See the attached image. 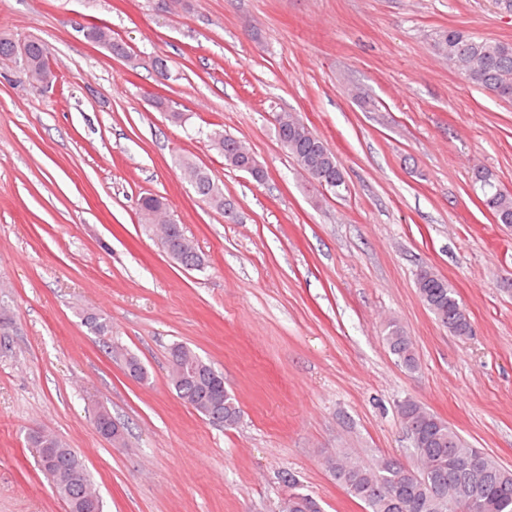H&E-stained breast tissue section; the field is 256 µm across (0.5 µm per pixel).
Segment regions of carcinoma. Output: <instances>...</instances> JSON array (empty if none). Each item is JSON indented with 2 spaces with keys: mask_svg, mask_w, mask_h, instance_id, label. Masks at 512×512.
Instances as JSON below:
<instances>
[{
  "mask_svg": "<svg viewBox=\"0 0 512 512\" xmlns=\"http://www.w3.org/2000/svg\"><path fill=\"white\" fill-rule=\"evenodd\" d=\"M84 37L122 56L124 46L112 40L106 27L88 26ZM433 51L473 86L505 100H512V43L476 37L458 29L436 32ZM44 44L32 39L19 43L0 36V57L18 64L30 84L48 89L57 76L42 62ZM277 140L288 142L284 149L301 169L325 189L339 193L343 172L327 142L310 129L294 112L274 113ZM211 145L224 156L225 164L238 170L252 163V157L237 138L213 130ZM179 165L193 181L195 193L211 208L222 213L231 200L215 177L192 157L183 156ZM473 187L480 191L482 202L499 224H512V191L500 185L493 174L477 168ZM139 214L145 224H162L168 210L163 198L148 195L139 200ZM172 244L181 253L185 269L199 270L203 256L185 235L181 225ZM417 293L435 320L453 335L465 337L472 331L466 310L457 299L448 280L428 266L419 268ZM85 326L96 336L106 337L112 327L101 314H83ZM383 339L398 364L408 372L419 367L418 356L407 330L395 319L383 327ZM127 373L139 380L148 379V371L137 354L121 353ZM169 383L177 396L204 418L215 411L224 416V428L236 427L241 407L236 396L224 391V373L205 361L186 344L170 348ZM415 464L407 466L391 457L381 456L367 466L338 452L323 458L326 470L346 493L363 504L365 512H512V470L493 461L482 449L473 448L448 425L420 402L406 398L397 406ZM96 430L107 440L125 443V434L112 436L117 422L104 407L94 418ZM28 440L38 449L40 468L51 475L55 493L64 501L67 512H103V500L96 492L87 467L66 441L45 431L31 433ZM288 512H322L318 500L310 493L293 488L288 495Z\"/></svg>",
  "mask_w": 512,
  "mask_h": 512,
  "instance_id": "obj_1",
  "label": "carcinoma"
}]
</instances>
